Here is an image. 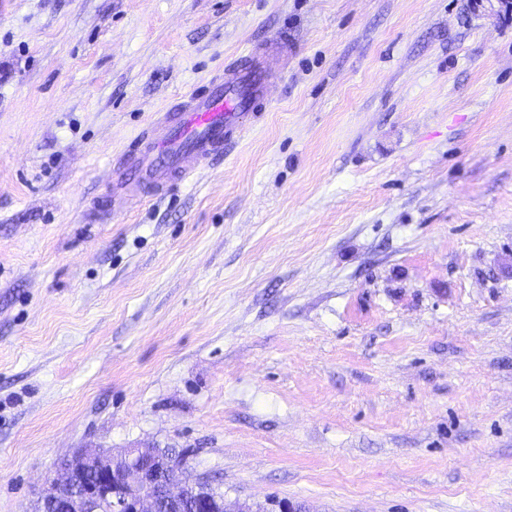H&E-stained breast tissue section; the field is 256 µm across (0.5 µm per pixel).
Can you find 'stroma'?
<instances>
[{
	"mask_svg": "<svg viewBox=\"0 0 512 512\" xmlns=\"http://www.w3.org/2000/svg\"><path fill=\"white\" fill-rule=\"evenodd\" d=\"M288 32L224 162L112 161ZM306 512H512V10L0 0V512L79 448Z\"/></svg>",
	"mask_w": 512,
	"mask_h": 512,
	"instance_id": "stroma-1",
	"label": "stroma"
}]
</instances>
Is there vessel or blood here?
<instances>
[{"instance_id": "obj_1", "label": "vessel or blood", "mask_w": 512, "mask_h": 512, "mask_svg": "<svg viewBox=\"0 0 512 512\" xmlns=\"http://www.w3.org/2000/svg\"><path fill=\"white\" fill-rule=\"evenodd\" d=\"M290 45L284 32L254 45L225 65L221 78L159 113L118 158L113 199L137 204L223 160L225 149L243 133L245 114L262 112L267 105L271 76L261 65L265 52L285 54Z\"/></svg>"}]
</instances>
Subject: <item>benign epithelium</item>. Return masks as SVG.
Returning a JSON list of instances; mask_svg holds the SVG:
<instances>
[{
    "label": "benign epithelium",
    "instance_id": "1",
    "mask_svg": "<svg viewBox=\"0 0 512 512\" xmlns=\"http://www.w3.org/2000/svg\"><path fill=\"white\" fill-rule=\"evenodd\" d=\"M180 467L154 448H132L116 458L110 450L79 448L56 468L37 512H160L176 506L206 483H180Z\"/></svg>",
    "mask_w": 512,
    "mask_h": 512
}]
</instances>
